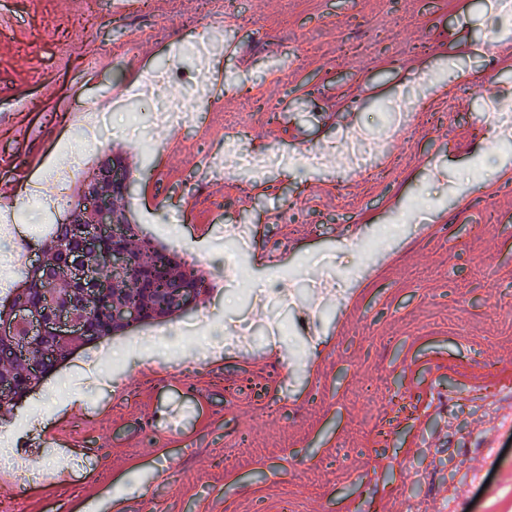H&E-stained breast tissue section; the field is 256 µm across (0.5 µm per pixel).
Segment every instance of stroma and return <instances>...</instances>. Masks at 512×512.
<instances>
[{"instance_id": "35a3bbf8", "label": "stroma", "mask_w": 512, "mask_h": 512, "mask_svg": "<svg viewBox=\"0 0 512 512\" xmlns=\"http://www.w3.org/2000/svg\"><path fill=\"white\" fill-rule=\"evenodd\" d=\"M164 2L158 12L140 0H0V182L30 189L42 173L28 158L40 154L73 192L122 152L142 183L128 217L178 254L197 253L212 313L197 330L201 350L177 333L194 315L139 327L130 350L104 364L111 387L76 397L64 374L59 395L35 388L0 415V443L33 465L0 477V502L26 512H49L52 498L71 512H448L452 502L512 512V183L502 182L512 141L479 131L484 99L512 102V23H497L489 0H225L242 22L219 37L252 59L241 69L224 46L213 58L211 74L245 91L225 97V117L244 114L249 148L319 152L323 164L217 179L201 168L202 148L223 137L210 120L159 129L144 101L143 137L131 139L118 100L104 141L73 134L86 102L139 82L127 57L193 81L188 44L217 37L215 23L193 0ZM411 86L428 113L392 129L389 107ZM353 128L376 137L373 175L345 163L341 137ZM161 157L170 196L204 184L222 222L206 209L168 222L169 206L143 190ZM244 183L256 194L243 197ZM417 204L444 235L409 223ZM278 210L287 225L268 223ZM360 212L366 222L350 232ZM197 221L209 222L205 237ZM254 223L281 264L245 259L225 276V225ZM329 250L340 256L341 301L306 285ZM270 280L295 290L312 334L291 330L284 313L279 338L259 331L246 347L216 346L213 325L252 313L247 287ZM326 352L331 362L314 370ZM190 362L198 372L178 384L142 375L149 363L174 374ZM61 431L75 448L59 469L33 447ZM242 443L253 456L237 455ZM343 452L349 461L337 464ZM47 480L48 497L37 489Z\"/></svg>"}]
</instances>
